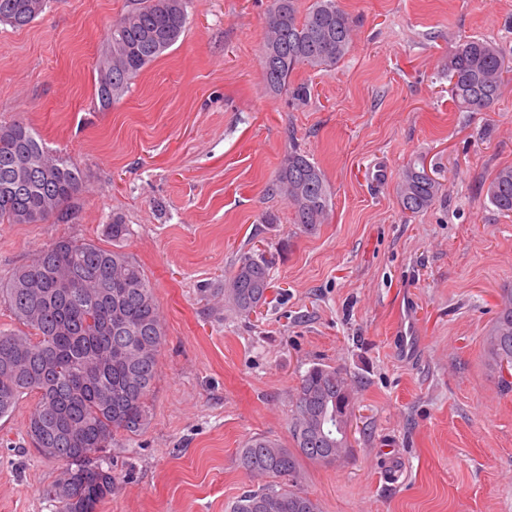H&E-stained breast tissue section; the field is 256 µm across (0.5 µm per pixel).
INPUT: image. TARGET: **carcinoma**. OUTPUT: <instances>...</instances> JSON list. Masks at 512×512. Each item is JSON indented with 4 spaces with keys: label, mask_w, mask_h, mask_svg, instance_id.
Wrapping results in <instances>:
<instances>
[{
    "label": "carcinoma",
    "mask_w": 512,
    "mask_h": 512,
    "mask_svg": "<svg viewBox=\"0 0 512 512\" xmlns=\"http://www.w3.org/2000/svg\"><path fill=\"white\" fill-rule=\"evenodd\" d=\"M298 0H271L262 46V78L274 93L307 99L308 87L294 83L302 66L323 69L349 52L353 22L338 0H312L299 15ZM47 0H0V22L14 28L32 24ZM187 0H142L112 25L99 68L95 94L107 109L135 78L178 42L187 26ZM505 70L503 49L472 38L448 50L449 92L462 111L490 110L500 97ZM76 166L51 153L24 123L0 124V224H39L64 210L80 193ZM404 210L419 214L443 195L444 184L427 174L424 161L408 164L397 185ZM488 202L512 213V166L499 169L483 186ZM268 191L293 209V223L312 229L330 210L331 188L317 164L291 151ZM129 225L115 216L107 225L112 248L91 241L59 238L42 248L12 279L0 283L23 331L0 330V417L10 415L24 394L37 402L25 433L42 456L67 463L45 490L58 512H98L112 495L115 477L100 460L112 437L136 435L148 424L146 400L158 376L164 337L154 288L142 266L120 243ZM273 257L250 248L232 264L224 302L249 315L267 304ZM489 364L512 368V298L504 300L483 339ZM353 387L342 369L315 365L301 377L290 425L291 447L260 436L239 451L241 467L266 478L244 491L229 512H320L318 502L299 487L302 462L329 465L347 435Z\"/></svg>",
    "instance_id": "1"
}]
</instances>
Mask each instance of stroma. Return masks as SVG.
I'll list each match as a JSON object with an SVG mask.
<instances>
[{
	"mask_svg": "<svg viewBox=\"0 0 512 512\" xmlns=\"http://www.w3.org/2000/svg\"><path fill=\"white\" fill-rule=\"evenodd\" d=\"M134 4L51 0L27 27L0 23V123L29 124L85 174L66 217L0 224V281L59 237L108 245L118 214L165 330L150 423L105 450L116 483L100 512H227L262 482L240 448L288 442L317 364L355 390L351 456L302 465L321 512H512V390L483 351L512 289V214L482 191L512 165V0H339L351 49L296 70L310 89L300 106L262 80L270 0H188L179 41L104 110L97 64ZM469 38L507 55L489 111L451 100L448 49ZM294 148L332 191L308 232L265 192ZM416 158L445 192L413 215L396 187ZM376 165L386 181L373 182ZM251 247L275 265L267 305L246 318L221 290ZM35 402L0 418V512H55L44 491L66 464L28 446Z\"/></svg>",
	"mask_w": 512,
	"mask_h": 512,
	"instance_id": "35a3bbf8",
	"label": "stroma"
}]
</instances>
